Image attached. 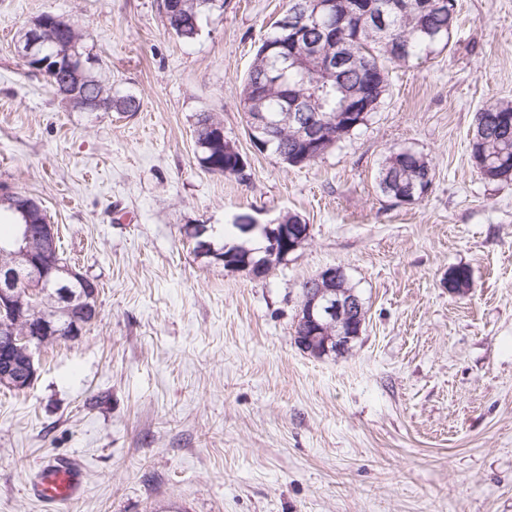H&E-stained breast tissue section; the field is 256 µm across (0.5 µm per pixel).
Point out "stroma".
Segmentation results:
<instances>
[{
  "mask_svg": "<svg viewBox=\"0 0 512 512\" xmlns=\"http://www.w3.org/2000/svg\"><path fill=\"white\" fill-rule=\"evenodd\" d=\"M448 48L390 72L366 126L303 167L252 145L241 83L288 0H224L190 42L160 0H0V189L36 199L63 256L100 288L101 321L41 350L25 391L0 388V512H512V181L469 157L475 117L512 101V0H457ZM63 16L134 115L79 112L16 42ZM247 161L197 158L200 113ZM422 153L430 193L378 187L390 148ZM291 212L311 236L260 280L198 258L205 224ZM342 267L366 307L343 354L294 342L301 285ZM467 267L465 292L448 272ZM69 458L83 488L30 484ZM82 481V470L75 462L56 459L40 467L31 492L42 502L51 503L76 495Z\"/></svg>",
  "mask_w": 512,
  "mask_h": 512,
  "instance_id": "stroma-1",
  "label": "stroma"
}]
</instances>
